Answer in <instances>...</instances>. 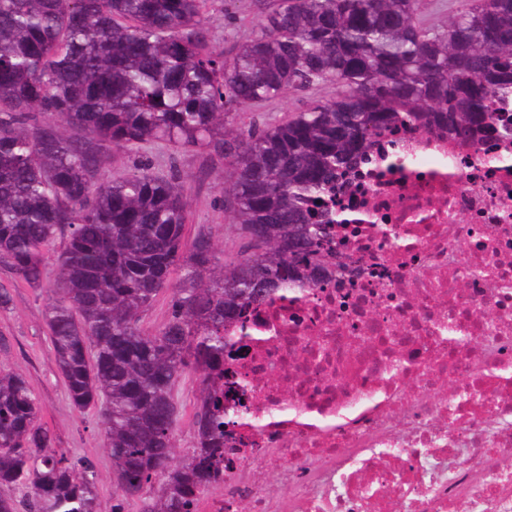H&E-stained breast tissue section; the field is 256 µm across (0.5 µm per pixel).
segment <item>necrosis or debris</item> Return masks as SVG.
<instances>
[{"label": "necrosis or debris", "instance_id": "necrosis-or-debris-1", "mask_svg": "<svg viewBox=\"0 0 512 512\" xmlns=\"http://www.w3.org/2000/svg\"><path fill=\"white\" fill-rule=\"evenodd\" d=\"M312 208L344 259L227 327L197 512H512V136L395 125Z\"/></svg>", "mask_w": 512, "mask_h": 512}]
</instances>
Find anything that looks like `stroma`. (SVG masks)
Wrapping results in <instances>:
<instances>
[{"mask_svg":"<svg viewBox=\"0 0 512 512\" xmlns=\"http://www.w3.org/2000/svg\"><path fill=\"white\" fill-rule=\"evenodd\" d=\"M206 14L214 36V47L225 58H232L236 48L259 30L263 11L254 0H207ZM336 93L335 86L289 91L275 100L239 111V127L256 129L286 121L291 113L306 109L313 101ZM142 161L162 176L176 175L180 191L188 203L187 236L198 227H210L215 241L225 254L236 253L243 245L240 226L224 204V176L228 162L213 159L206 150L179 151L159 144L146 154L115 152L111 173L119 176ZM0 288L7 289L12 302L0 310V336L12 344L8 357L11 369L26 377L41 402V421L53 433L57 448L76 460L93 462L98 474L96 487L102 506H110L115 494L112 461L102 448L100 420L95 412L78 413L69 403L63 380L57 370L47 338L45 324L46 295L28 287L8 268L0 267ZM177 449L191 447L194 441V412L197 403L195 376H182L177 386Z\"/></svg>","mask_w":512,"mask_h":512,"instance_id":"1","label":"stroma"}]
</instances>
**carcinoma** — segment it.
Returning <instances> with one entry per match:
<instances>
[{
    "label": "carcinoma",
    "mask_w": 512,
    "mask_h": 512,
    "mask_svg": "<svg viewBox=\"0 0 512 512\" xmlns=\"http://www.w3.org/2000/svg\"><path fill=\"white\" fill-rule=\"evenodd\" d=\"M206 0H0V265L31 288L53 255L47 335L73 407L101 419L122 479L112 512H196L224 448V327L326 262L334 218L308 203L397 123L470 137L512 88V0L427 26L417 0H280L231 60ZM336 86L281 124H232L288 90ZM159 142L229 161L224 196L247 245L186 240L176 176L110 173ZM171 293L166 323L142 320ZM0 336V512H101L92 462L55 447ZM196 375L194 442L177 464L175 389Z\"/></svg>",
    "instance_id": "1"
}]
</instances>
